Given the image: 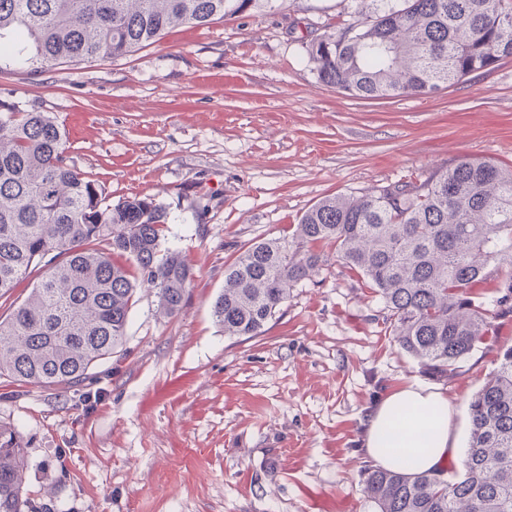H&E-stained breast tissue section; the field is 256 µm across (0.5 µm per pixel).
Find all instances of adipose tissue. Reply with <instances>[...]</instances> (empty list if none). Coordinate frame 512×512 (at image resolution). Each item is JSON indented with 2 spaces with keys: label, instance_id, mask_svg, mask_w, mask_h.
Masks as SVG:
<instances>
[{
  "label": "adipose tissue",
  "instance_id": "adipose-tissue-1",
  "mask_svg": "<svg viewBox=\"0 0 512 512\" xmlns=\"http://www.w3.org/2000/svg\"><path fill=\"white\" fill-rule=\"evenodd\" d=\"M362 443L384 469L435 472L459 451L448 398L416 382L388 392L368 411Z\"/></svg>",
  "mask_w": 512,
  "mask_h": 512
}]
</instances>
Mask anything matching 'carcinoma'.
Instances as JSON below:
<instances>
[{
	"instance_id": "cac0c4a2",
	"label": "carcinoma",
	"mask_w": 512,
	"mask_h": 512,
	"mask_svg": "<svg viewBox=\"0 0 512 512\" xmlns=\"http://www.w3.org/2000/svg\"><path fill=\"white\" fill-rule=\"evenodd\" d=\"M256 0H0V68L31 73L119 58L167 30L204 26ZM317 79L350 96L429 95L512 58V0H357L352 19L306 44ZM48 112L0 99V298L41 266L27 299L0 319V377L81 384L122 345L137 287L167 316L186 304L193 268L162 249L167 208L152 195L104 202L66 161ZM336 247L389 311L400 348L452 380L492 329L487 306L512 314V167L462 158L422 181L328 196L292 236L251 243L224 268L213 316L226 336H259L298 283ZM124 256L139 282L113 260ZM463 473L367 468L376 512H512V346L471 397ZM28 460L0 424V512L31 507Z\"/></svg>"
}]
</instances>
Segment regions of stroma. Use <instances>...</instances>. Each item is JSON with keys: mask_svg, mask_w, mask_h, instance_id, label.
<instances>
[{"mask_svg": "<svg viewBox=\"0 0 512 512\" xmlns=\"http://www.w3.org/2000/svg\"><path fill=\"white\" fill-rule=\"evenodd\" d=\"M348 17L347 0H279L123 58L0 71V95L52 113L69 164L109 202L167 207L165 243L195 271L177 316L139 290L122 347L82 384L0 378L37 512H375L363 424L408 381L440 384L466 443L469 399L512 345V315L450 382L421 372L331 249L262 335L226 336L212 315L225 264L290 235L319 200L463 157L512 163V59L430 96L355 98L319 82L305 52Z\"/></svg>", "mask_w": 512, "mask_h": 512, "instance_id": "35a3bbf8", "label": "stroma"}]
</instances>
